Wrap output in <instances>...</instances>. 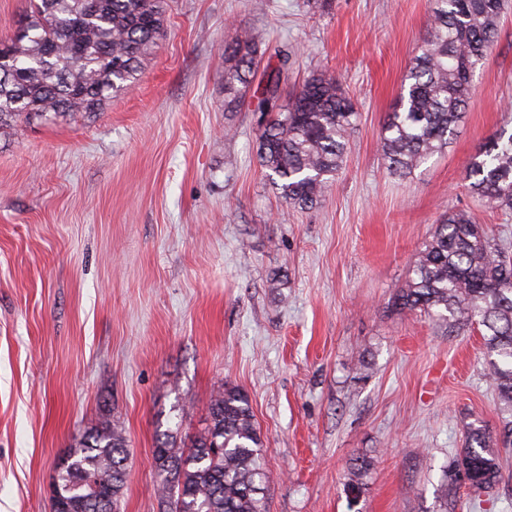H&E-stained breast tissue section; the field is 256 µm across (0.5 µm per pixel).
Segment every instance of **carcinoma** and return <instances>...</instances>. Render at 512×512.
Returning a JSON list of instances; mask_svg holds the SVG:
<instances>
[{
	"instance_id": "obj_1",
	"label": "carcinoma",
	"mask_w": 512,
	"mask_h": 512,
	"mask_svg": "<svg viewBox=\"0 0 512 512\" xmlns=\"http://www.w3.org/2000/svg\"><path fill=\"white\" fill-rule=\"evenodd\" d=\"M505 0H435L433 23L407 70L396 109L386 115L381 148L394 169L411 173L448 146L467 105L474 73L499 34ZM22 36H0L14 79L0 75V127L20 120H75L102 110L134 82L164 34L162 0H28ZM224 106L239 108L251 85L257 45L225 43ZM288 58L267 66L253 97L260 165L278 177L288 204L321 203L342 169L357 111L334 76H310L284 105ZM469 189L501 211L512 210V132L505 127L467 167ZM394 305L446 328L486 329L493 385L512 411V259L466 210H450L416 255ZM485 429L468 427L459 460L481 492L500 476ZM260 431L248 395L224 383L210 397L191 447L172 430L153 450L157 496L165 512H266ZM128 444L106 418L68 449L52 487L53 512H120Z\"/></svg>"
}]
</instances>
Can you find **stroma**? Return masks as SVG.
I'll return each instance as SVG.
<instances>
[{
  "label": "stroma",
  "instance_id": "stroma-1",
  "mask_svg": "<svg viewBox=\"0 0 512 512\" xmlns=\"http://www.w3.org/2000/svg\"><path fill=\"white\" fill-rule=\"evenodd\" d=\"M432 0H166L138 80L95 114L0 129V512H52L64 452L102 418L130 463L121 512H160L157 432L187 446L213 391L244 390L266 512H512V439L483 328L395 311L451 209L512 257V213L465 179L512 117V7L447 148L392 174L384 119L431 31ZM286 51L293 92L338 75L359 113L322 202L286 203L251 105L224 109V44ZM484 426L501 476L458 465ZM373 468L352 489L351 460Z\"/></svg>",
  "mask_w": 512,
  "mask_h": 512
}]
</instances>
